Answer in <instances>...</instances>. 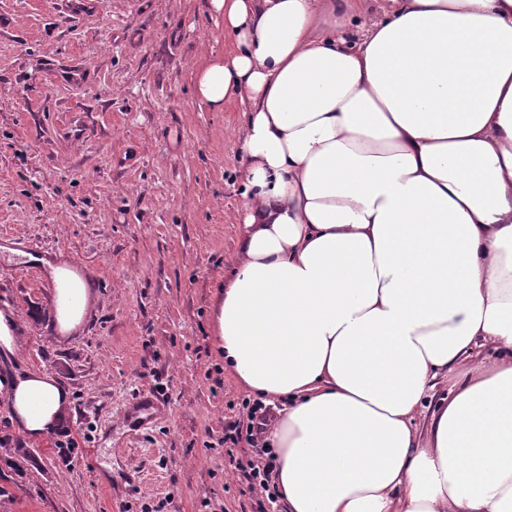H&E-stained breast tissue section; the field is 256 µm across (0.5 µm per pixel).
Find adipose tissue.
I'll return each instance as SVG.
<instances>
[{
    "label": "adipose tissue",
    "instance_id": "adipose-tissue-1",
    "mask_svg": "<svg viewBox=\"0 0 512 512\" xmlns=\"http://www.w3.org/2000/svg\"><path fill=\"white\" fill-rule=\"evenodd\" d=\"M232 42L196 72L215 111L245 107L238 269L214 344L271 403L282 512H512V0H209ZM63 334L96 297L44 260ZM499 357L460 366L486 342ZM0 308V396L20 435L61 432L71 392L14 363ZM453 394L425 430L438 376ZM364 12L361 14L360 18L353 24L349 26L347 29V36L350 39H356L361 36L362 22L364 20H378L382 16L383 7L386 6L387 3L383 0H366ZM454 379L448 375L441 376L435 381L434 389L429 393L430 398H427L423 404L424 407L420 409V413L417 417V425L420 430H423L425 424L429 420L430 413L436 404L443 398H448V391L452 387Z\"/></svg>",
    "mask_w": 512,
    "mask_h": 512
}]
</instances>
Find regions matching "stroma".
I'll return each mask as SVG.
<instances>
[{"label": "stroma", "mask_w": 512, "mask_h": 512, "mask_svg": "<svg viewBox=\"0 0 512 512\" xmlns=\"http://www.w3.org/2000/svg\"><path fill=\"white\" fill-rule=\"evenodd\" d=\"M228 45L206 0H0V306L18 363L69 386L77 442L11 434L0 512H251L219 444L246 393L211 326L237 253L245 117L195 92L198 63ZM58 252L95 280L66 339L39 264Z\"/></svg>", "instance_id": "obj_1"}]
</instances>
